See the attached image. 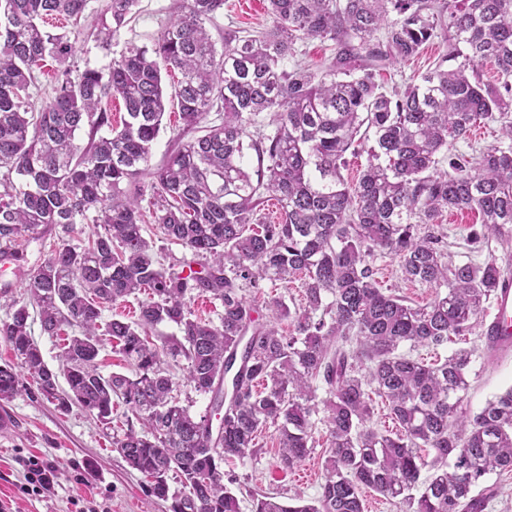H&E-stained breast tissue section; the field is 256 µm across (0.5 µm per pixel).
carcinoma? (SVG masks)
<instances>
[{
    "instance_id": "cac0c4a2",
    "label": "carcinoma",
    "mask_w": 512,
    "mask_h": 512,
    "mask_svg": "<svg viewBox=\"0 0 512 512\" xmlns=\"http://www.w3.org/2000/svg\"><path fill=\"white\" fill-rule=\"evenodd\" d=\"M90 2L0 0V264L18 260L21 238L41 227L103 228L84 247L61 241L29 278L27 299L0 321L18 359L0 365V400L29 379L58 411L76 405L104 425L123 404L142 431L131 427L112 444L151 479L149 494L171 500L169 512H240L224 462L254 455L271 424L280 468L293 467L314 448L319 414L330 451L318 498L265 495L253 512H364L365 489L400 512H485L493 490L475 489L512 472V388L472 415L462 393L477 348L431 365L411 352L472 334L504 276L494 259L447 260L436 221L445 210L478 212L481 232L467 239L475 247L512 236V0H268L269 27L227 31L220 46L207 25L224 0H184L151 46L129 43L107 70L73 77L69 32L45 24L63 17L76 27ZM136 2L107 0L89 36L109 46ZM438 28L448 52L387 92L379 69L415 57ZM381 29L383 46L374 41ZM303 39L334 42L322 71L288 64ZM48 58L59 65L55 96L36 112L31 89ZM485 60L501 87L482 81ZM172 71L181 79L169 96L163 73ZM114 97L126 110L119 128ZM170 98L183 134H204L179 140L147 184ZM212 112L220 123L201 126ZM479 121L500 125L504 141L450 152ZM264 123L269 131H253ZM363 146L367 163L351 184L347 155ZM444 149L448 170L439 172ZM269 197L280 206L276 224L262 223ZM146 199L165 239L206 259L200 269L186 276L161 266L142 234ZM378 251L398 258L405 279L435 289L433 300L414 305L379 288L370 265ZM297 278L304 305L274 300L273 320L255 324L244 288ZM142 291L138 324L102 319L105 306ZM194 293L220 301L219 324L192 317ZM30 303L45 333L72 332L56 369L32 338ZM284 320L286 335L276 326ZM164 322L179 335L159 349L142 330ZM105 338L133 363L132 375L101 372ZM163 354L185 362L195 391L224 410L218 424L175 400ZM375 396L398 432L370 425ZM171 473L179 495H169Z\"/></svg>"
}]
</instances>
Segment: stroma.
Returning <instances> with one entry per match:
<instances>
[{
    "mask_svg": "<svg viewBox=\"0 0 512 512\" xmlns=\"http://www.w3.org/2000/svg\"><path fill=\"white\" fill-rule=\"evenodd\" d=\"M182 0H138L136 12L120 37L108 48L93 39L78 37L68 64L73 72L85 68H107L119 56L127 42L152 44L160 30L177 14ZM267 0H224V13L209 30L215 40H223L225 31L258 29L270 26ZM447 50L442 37L428 41L420 53L408 61L387 64L382 75L385 88L401 87L432 68ZM445 234L452 260L457 264H497L512 273V245L505 247L490 241L483 250L471 249L468 239L479 229L477 212L446 211L438 218ZM58 232L41 230L26 235L17 262L0 268V320L12 312L13 301L22 299L26 279L59 243ZM371 266L381 288L404 296L415 304L432 300L435 291L427 286L405 281L393 256L376 254ZM300 281L283 283L263 281L260 287L245 291L254 307V317L264 323L269 319L272 300H284L290 307L303 300ZM512 387V354L500 359L480 358L472 365L470 387L464 404L479 412L488 399ZM128 428L126 413L114 418L111 428H104L95 416L80 409L58 411L41 399L36 389L0 401V505L7 512H71L76 500L94 501L108 512H169L168 504L150 496L145 477L128 466L114 450L112 438ZM316 446L293 468L281 470L275 447V428L267 426L257 438V453L227 467L231 490L240 501L242 512H251L254 497L274 494L280 499L300 498L314 502L324 478V460L329 451L327 430L316 425ZM35 455L55 466L57 482L51 494L29 496L21 491L25 483L22 461Z\"/></svg>",
    "mask_w": 512,
    "mask_h": 512,
    "instance_id": "1",
    "label": "stroma"
}]
</instances>
